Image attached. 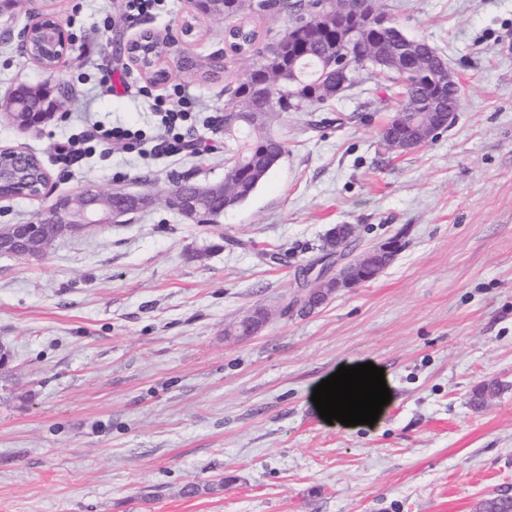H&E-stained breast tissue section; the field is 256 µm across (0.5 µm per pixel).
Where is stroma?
<instances>
[{
    "mask_svg": "<svg viewBox=\"0 0 512 512\" xmlns=\"http://www.w3.org/2000/svg\"><path fill=\"white\" fill-rule=\"evenodd\" d=\"M462 82L454 123L397 155L380 132L393 106L370 79L330 105L286 112L288 147L255 193L203 228L163 197L176 176H224V151L167 156L140 86L196 99L184 131L211 143L247 62L223 18L194 0L129 22L123 0H28L0 8V99L21 84L59 97L40 130L0 115V146L26 147L51 174L47 195L0 200V225L89 185L148 192L123 224L56 239L30 260L0 255V512H475L512 489V0H382ZM50 14L70 44L54 72L23 50ZM208 76L162 59L150 83L118 46L178 34ZM124 79L106 92L107 74ZM142 130L131 153L68 162L55 143L93 123ZM360 250L400 240L372 281L303 314L286 310L321 267L336 225ZM285 260L267 263L266 252ZM264 307L246 339L225 327ZM371 362L391 391L374 425L328 424L311 400L339 366ZM503 389L482 407L474 388Z\"/></svg>",
    "mask_w": 512,
    "mask_h": 512,
    "instance_id": "35a3bbf8",
    "label": "stroma"
}]
</instances>
